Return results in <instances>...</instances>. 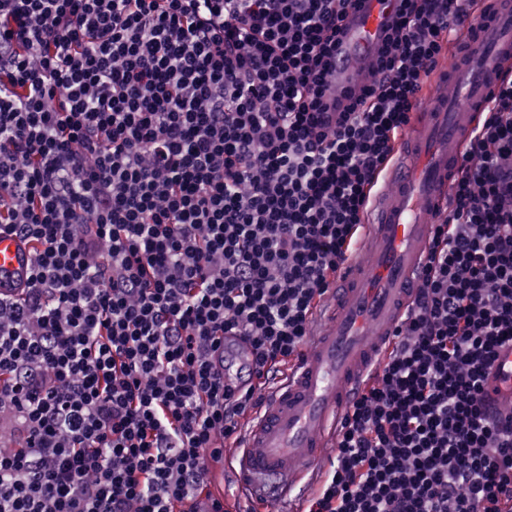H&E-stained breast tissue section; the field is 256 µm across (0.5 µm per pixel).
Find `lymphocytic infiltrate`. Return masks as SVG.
<instances>
[{"label":"lymphocytic infiltrate","mask_w":512,"mask_h":512,"mask_svg":"<svg viewBox=\"0 0 512 512\" xmlns=\"http://www.w3.org/2000/svg\"><path fill=\"white\" fill-rule=\"evenodd\" d=\"M353 0H0V512H224L211 464L301 359L413 112L487 0H399L376 76L325 115ZM238 336L258 385L212 354ZM512 61L435 213L412 310L302 512H512ZM34 251L27 240L0 230V292L23 286L34 260ZM483 396L488 404L512 402V343L498 348L493 368L484 381Z\"/></svg>","instance_id":"lymphocytic-infiltrate-1"}]
</instances>
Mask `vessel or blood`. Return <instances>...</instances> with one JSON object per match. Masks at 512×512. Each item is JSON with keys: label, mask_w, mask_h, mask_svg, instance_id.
Instances as JSON below:
<instances>
[{"label": "vessel or blood", "mask_w": 512, "mask_h": 512, "mask_svg": "<svg viewBox=\"0 0 512 512\" xmlns=\"http://www.w3.org/2000/svg\"><path fill=\"white\" fill-rule=\"evenodd\" d=\"M396 0H358L341 22V40L328 84L334 94L358 91L376 67ZM512 58V0H490L472 43L445 67L453 92L416 113L408 132L410 154L385 177L374 219L345 277L329 293L322 321L304 356L284 382L265 393L232 458L238 487L260 508L296 503L314 483L333 447L336 429L359 379L394 340L411 304L437 207L450 196V176L479 114ZM34 260L27 240L0 230V292L23 286ZM249 350L235 336L224 340V377L249 384ZM488 403L512 402V343L500 346L483 385Z\"/></svg>", "instance_id": "vessel-or-blood-1"}]
</instances>
